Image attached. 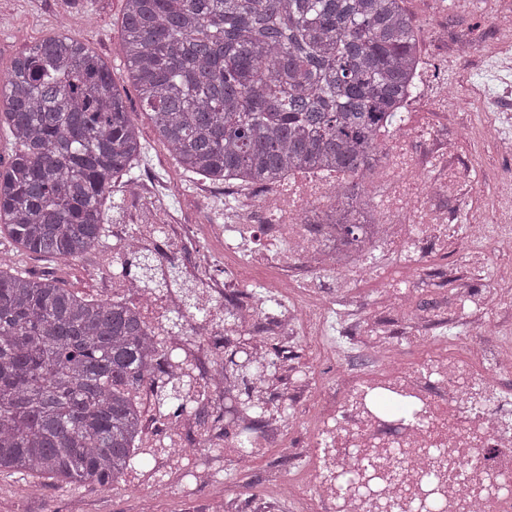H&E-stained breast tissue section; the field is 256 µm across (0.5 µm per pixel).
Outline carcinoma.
<instances>
[{
  "instance_id": "obj_1",
  "label": "carcinoma",
  "mask_w": 512,
  "mask_h": 512,
  "mask_svg": "<svg viewBox=\"0 0 512 512\" xmlns=\"http://www.w3.org/2000/svg\"><path fill=\"white\" fill-rule=\"evenodd\" d=\"M404 0H124L126 79L177 165L252 188L296 174L336 179L317 220L347 243L374 223L365 189L401 128L421 71ZM0 238L51 262L104 247L113 181L131 183L144 152L120 79L77 38L29 45L0 71ZM156 256L124 263L144 288ZM240 341L221 369L235 383L252 445L265 410ZM141 315L80 295L51 276L0 266V474L38 473L107 487L147 465L132 451V388L154 378ZM190 374L157 385L165 413L194 411Z\"/></svg>"
}]
</instances>
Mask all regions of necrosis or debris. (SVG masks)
<instances>
[{"label":"necrosis or debris","mask_w":512,"mask_h":512,"mask_svg":"<svg viewBox=\"0 0 512 512\" xmlns=\"http://www.w3.org/2000/svg\"><path fill=\"white\" fill-rule=\"evenodd\" d=\"M404 146L390 169V216L354 250L337 248L327 227L300 221L306 202L325 199L327 181L283 194L235 185L224 190L237 203L220 224H115L113 257L126 249H154L160 267L189 271L198 299L214 320L187 317L167 335L165 318L182 308L177 290H151L115 277L101 295L123 302L149 319L158 338V368H172L181 354L200 387L192 415L161 412L152 384L132 394L141 412L135 453L151 454L154 469L184 512H216L213 491L222 485L221 455L231 437L222 403L224 378L216 365L227 339L249 337L252 361L283 350L278 369L289 415L268 420L253 450L234 462L235 512H512V493L495 492L512 477V223L452 224L431 196L472 194L474 184L454 143L428 139L406 125ZM269 214L258 224L255 213ZM468 264L452 289L432 297L429 254L459 243ZM494 243L502 257L497 278L504 288H474L480 254ZM396 265L398 277L360 301L322 279L345 281L362 271ZM223 269L224 279L211 278ZM242 285L234 325L223 324L225 288ZM258 448H278L265 468ZM369 472L362 494L340 475ZM267 488L256 499L253 486Z\"/></svg>","instance_id":"4bbe7bcc"}]
</instances>
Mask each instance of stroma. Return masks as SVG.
<instances>
[{"label": "stroma", "instance_id": "35a3bbf8", "mask_svg": "<svg viewBox=\"0 0 512 512\" xmlns=\"http://www.w3.org/2000/svg\"><path fill=\"white\" fill-rule=\"evenodd\" d=\"M421 34L424 65L416 97L410 102L406 121L424 118L438 139L456 142L462 162L472 170L476 183H483L490 171L512 167V147L487 149L467 136L468 126L486 124L492 112L512 114V59L493 58L485 68L450 55L456 36L478 37L481 45L497 43L508 18L512 0H405ZM123 0H0V11L12 24L0 29V65L33 42L65 33L80 39L97 52L116 75L125 73V55L120 20ZM461 93L473 96L483 106L472 122L450 112L453 98ZM126 104L142 132L146 146L140 169L153 170L157 176L177 177L178 183L159 206L137 211L135 203L124 201L113 221L124 224L131 218L153 224L169 216H178L184 224H207L216 218L213 206L197 200L195 180L179 174L170 152L157 142L140 98L134 87L126 89ZM21 265L34 276L50 275L65 287L87 297L99 294L103 267L90 266L86 260L51 263L36 256L22 258ZM40 484V499L27 496L26 490ZM128 504L120 485L95 488L42 479L38 475H0V512H127Z\"/></svg>", "mask_w": 512, "mask_h": 512}]
</instances>
